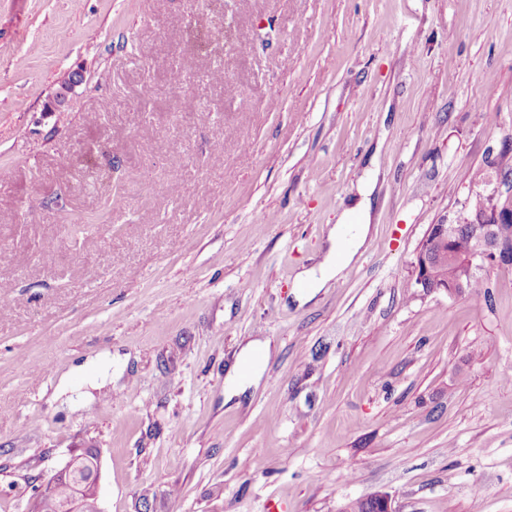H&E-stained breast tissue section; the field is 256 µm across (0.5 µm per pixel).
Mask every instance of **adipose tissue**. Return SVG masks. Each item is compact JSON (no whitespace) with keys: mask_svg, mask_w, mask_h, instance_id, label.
<instances>
[{"mask_svg":"<svg viewBox=\"0 0 512 512\" xmlns=\"http://www.w3.org/2000/svg\"><path fill=\"white\" fill-rule=\"evenodd\" d=\"M375 187L374 177H367L360 182L357 194L352 197L341 222L329 232V247L322 261L300 273V303L314 299L328 282L343 277L356 263L370 233V204ZM266 350V345L257 341L248 343L241 350L226 378L228 395H235L244 385L259 383L265 364L259 361L258 356Z\"/></svg>","mask_w":512,"mask_h":512,"instance_id":"1","label":"adipose tissue"}]
</instances>
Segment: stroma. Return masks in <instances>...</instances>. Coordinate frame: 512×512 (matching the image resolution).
<instances>
[{"label": "stroma", "instance_id": "1", "mask_svg": "<svg viewBox=\"0 0 512 512\" xmlns=\"http://www.w3.org/2000/svg\"><path fill=\"white\" fill-rule=\"evenodd\" d=\"M507 143L512 0H0V512L85 452L100 512H512V266L413 267L512 202L473 181ZM368 172L366 245L298 305ZM496 209L501 211L512 210L509 205H498L488 196L475 193L468 201L467 214L484 217L489 224H483L482 228L477 229L472 235L470 248L467 254L459 256L456 253L453 240L456 235L454 224H443L442 232L439 229H429L422 239L417 256L416 266L418 272V286L424 284V272L428 266L429 259L435 255L442 259H448V262H435L430 265L428 279L431 283L439 285L441 283H450L456 278L457 267L453 263L461 265L460 276L458 280L449 286L434 287L431 290H425V293L444 292L450 297H459L464 295L470 288L472 280L477 273L485 266L487 262L497 263V256L501 253L502 245L496 235V222L512 221V213H496ZM499 236L506 242L512 240V222L501 223L497 227ZM448 243V248L444 245ZM453 261V262H449ZM420 271L423 274L420 275ZM259 353L268 355L269 350L266 345L258 341L248 343L241 350L226 378L227 401L244 385H257L259 383L265 367V362L258 359ZM245 367H249L247 372L244 370Z\"/></svg>", "mask_w": 512, "mask_h": 512}]
</instances>
